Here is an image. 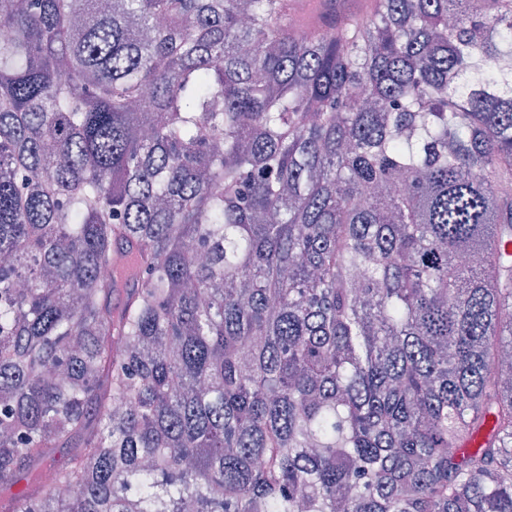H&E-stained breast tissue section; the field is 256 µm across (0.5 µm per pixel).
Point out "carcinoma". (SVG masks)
Wrapping results in <instances>:
<instances>
[{"label": "carcinoma", "mask_w": 512, "mask_h": 512, "mask_svg": "<svg viewBox=\"0 0 512 512\" xmlns=\"http://www.w3.org/2000/svg\"><path fill=\"white\" fill-rule=\"evenodd\" d=\"M0 29V512H512V0Z\"/></svg>", "instance_id": "obj_1"}]
</instances>
